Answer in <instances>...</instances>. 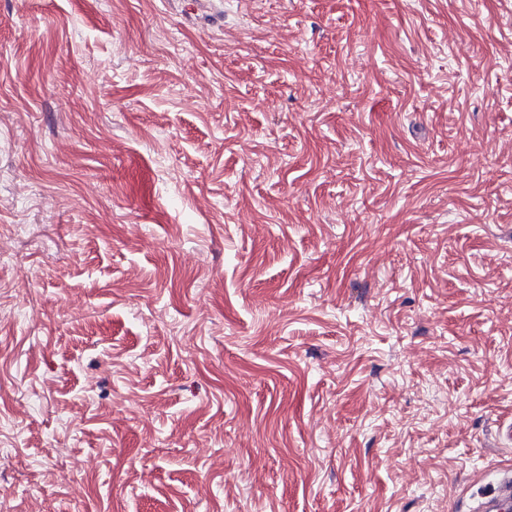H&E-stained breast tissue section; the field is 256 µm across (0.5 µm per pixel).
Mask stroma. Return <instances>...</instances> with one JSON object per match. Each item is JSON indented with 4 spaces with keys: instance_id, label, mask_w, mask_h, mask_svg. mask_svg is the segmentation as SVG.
<instances>
[{
    "instance_id": "obj_1",
    "label": "stroma",
    "mask_w": 512,
    "mask_h": 512,
    "mask_svg": "<svg viewBox=\"0 0 512 512\" xmlns=\"http://www.w3.org/2000/svg\"><path fill=\"white\" fill-rule=\"evenodd\" d=\"M510 423L512 0H0V512H474Z\"/></svg>"
}]
</instances>
